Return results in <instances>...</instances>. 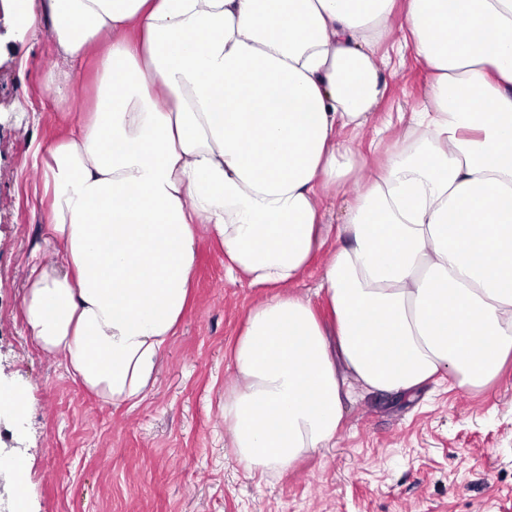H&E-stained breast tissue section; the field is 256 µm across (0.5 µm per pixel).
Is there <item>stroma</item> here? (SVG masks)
<instances>
[{
    "label": "stroma",
    "mask_w": 512,
    "mask_h": 512,
    "mask_svg": "<svg viewBox=\"0 0 512 512\" xmlns=\"http://www.w3.org/2000/svg\"><path fill=\"white\" fill-rule=\"evenodd\" d=\"M47 31L0 16V467L19 457L28 512H512V361L479 390L427 383L398 399L356 392L333 448L287 476L257 482L237 465L221 406L234 383L230 347L265 291L229 282L203 241L191 306L135 410L102 403L33 343L22 314L31 251L48 214L35 146L66 119L46 84ZM428 80L412 51L386 73L377 117L409 111Z\"/></svg>",
    "instance_id": "obj_1"
}]
</instances>
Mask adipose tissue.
Returning a JSON list of instances; mask_svg holds the SVG:
<instances>
[{
  "label": "adipose tissue",
  "instance_id": "1",
  "mask_svg": "<svg viewBox=\"0 0 512 512\" xmlns=\"http://www.w3.org/2000/svg\"><path fill=\"white\" fill-rule=\"evenodd\" d=\"M48 29L58 106L96 52L88 118L35 149L51 198L22 299L35 345L133 410L189 305L199 245L266 289L221 411L237 464L283 477L333 446L354 387L486 386L512 356V0H12ZM400 31L425 67L391 154L338 226L321 200L366 160L340 138L385 89ZM322 321L292 291L315 251Z\"/></svg>",
  "mask_w": 512,
  "mask_h": 512
}]
</instances>
